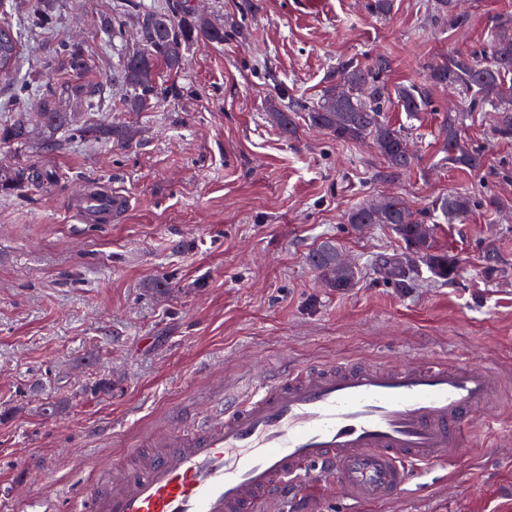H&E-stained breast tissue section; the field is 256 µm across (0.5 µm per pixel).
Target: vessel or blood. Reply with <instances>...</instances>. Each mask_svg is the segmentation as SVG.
<instances>
[{
    "mask_svg": "<svg viewBox=\"0 0 512 512\" xmlns=\"http://www.w3.org/2000/svg\"><path fill=\"white\" fill-rule=\"evenodd\" d=\"M77 198L78 212L103 221L122 204L108 190ZM502 396L497 368L437 355L298 368L196 426L162 429V447L139 465L99 462L96 480L67 500L74 512H285L289 499L333 484L348 512H362L451 467L476 424L497 428Z\"/></svg>",
    "mask_w": 512,
    "mask_h": 512,
    "instance_id": "1",
    "label": "vessel or blood"
}]
</instances>
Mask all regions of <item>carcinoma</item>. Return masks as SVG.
<instances>
[{
  "label": "carcinoma",
  "instance_id": "obj_1",
  "mask_svg": "<svg viewBox=\"0 0 512 512\" xmlns=\"http://www.w3.org/2000/svg\"><path fill=\"white\" fill-rule=\"evenodd\" d=\"M128 7L139 11V47L122 56L113 76L129 90L125 105L133 111L152 106L158 97L155 76L161 67L178 71L185 65V46L196 39L224 41V29L215 27L198 14L185 17L179 0L167 4L162 10L141 9L142 0H127ZM432 12L437 18L457 28L463 26L467 16L456 12L454 0H434ZM19 54L18 37L11 25L0 23V71L15 66ZM386 62L378 60L363 66L354 60L336 64L317 101H291L285 109L272 112L276 125L284 137L296 134V120L301 119L312 128L325 131L340 142L373 144L383 158L389 174L398 176L410 171L415 156L408 150L401 130L386 121L384 112L391 105V97L381 81ZM446 86L460 97L462 112L495 113L493 133L501 139H512V15H498L490 27V36L480 51L456 52L430 70L428 85L410 84L395 90L396 101L403 111L415 115L426 110L432 102L433 90ZM35 122L29 114L19 112L9 127L0 132L4 143H24L39 129L46 148L55 147V137L63 130H75L77 124L71 113L57 110L55 95L43 94ZM443 152L446 160L464 169L480 170L483 154L462 138L460 117L450 111L442 126ZM475 206L471 192L455 191L436 201L433 209L452 221L466 220ZM347 223L361 231L375 224L388 226L405 243L403 257L389 265V277L399 288L415 284L408 277L411 270L425 267L436 279L453 278L457 260L450 254L437 251L433 239L434 215L415 213L399 198L389 197L377 204H364L346 215ZM339 247L323 242L309 254L310 265L336 289L352 288L359 280L357 266H345L339 261Z\"/></svg>",
  "mask_w": 512,
  "mask_h": 512
}]
</instances>
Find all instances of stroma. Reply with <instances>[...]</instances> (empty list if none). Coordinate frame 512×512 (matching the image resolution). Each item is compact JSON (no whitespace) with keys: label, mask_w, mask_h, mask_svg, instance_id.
I'll list each match as a JSON object with an SVG mask.
<instances>
[{"label":"stroma","mask_w":512,"mask_h":512,"mask_svg":"<svg viewBox=\"0 0 512 512\" xmlns=\"http://www.w3.org/2000/svg\"><path fill=\"white\" fill-rule=\"evenodd\" d=\"M36 2H8L21 46L13 71L0 72V126L18 107L36 110L52 85L80 129L52 151L37 134L0 146V168L47 177L38 191L0 185V512H56L60 491L92 482L99 459L132 460L225 391L298 366L466 353L512 388V140L491 134V113L461 129L484 154L472 172L442 152L455 94L435 90L414 117L391 106L386 117L417 158L391 178L370 144L343 145L303 123L287 139L271 117L285 98L320 96L350 58L386 59L390 92L426 83L448 54L482 49L512 0H460L468 22L457 29L433 20L429 0H392L385 15L368 0H187L224 40L191 42L144 112L119 109L128 90L112 79L136 47L124 0H50L34 26ZM108 21L126 37L113 38ZM68 43L88 69L70 68ZM79 83L100 84L94 106L71 92ZM100 125L126 129L128 141L95 137ZM96 186L128 200L106 224L73 213L76 190ZM459 189L476 200L469 218L434 226L437 247L458 261L448 281L395 287L377 266L404 242L386 226L345 222L373 198L394 194L421 211ZM490 196L500 209L485 206ZM327 240L360 264L355 287H325L310 266ZM490 240L502 259L493 275ZM105 379L111 390L95 392ZM511 438L477 431L429 485L369 512H512V457L501 449Z\"/></svg>","instance_id":"35a3bbf8"}]
</instances>
